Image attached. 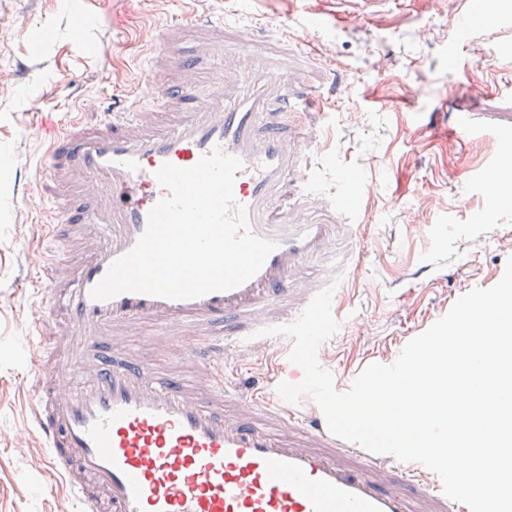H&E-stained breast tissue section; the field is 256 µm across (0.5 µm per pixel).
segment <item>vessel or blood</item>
Segmentation results:
<instances>
[{
  "mask_svg": "<svg viewBox=\"0 0 512 512\" xmlns=\"http://www.w3.org/2000/svg\"><path fill=\"white\" fill-rule=\"evenodd\" d=\"M143 91L115 95L95 123L61 124L36 169L64 184L48 237L40 305L20 326L55 340L25 363L37 382L28 430L45 452L24 470L60 476L80 512H469L420 463L401 465L331 434L318 407L236 384L241 357L267 353L271 327L321 289L346 288L362 264L357 201L365 182L325 189L326 65L287 23L227 16L162 25ZM240 158L234 198L250 230L276 244L244 284L189 300L92 288L129 252L169 191L164 163L188 168L213 147ZM93 234H86V227ZM147 335L193 378L129 347Z\"/></svg>",
  "mask_w": 512,
  "mask_h": 512,
  "instance_id": "b4317fda",
  "label": "vessel or blood"
}]
</instances>
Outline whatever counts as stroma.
<instances>
[{"label":"stroma","mask_w":512,"mask_h":512,"mask_svg":"<svg viewBox=\"0 0 512 512\" xmlns=\"http://www.w3.org/2000/svg\"><path fill=\"white\" fill-rule=\"evenodd\" d=\"M389 0L362 17L336 0H0V155L23 173L0 180V512H78L50 473L19 471L42 455L23 427L34 401L22 359L44 337L18 341L21 311L57 245L35 216L51 195L33 173L58 124L114 92L134 90L166 21L199 10L298 23L336 72L327 150L336 178L375 179L361 242L364 264L339 299L342 323L318 356L347 391L370 364H391L415 334L447 313L459 291L494 280L512 257V172L492 168L493 147L451 138L458 113L477 125L512 123V31L486 25L512 17V0ZM91 15L84 32L78 21ZM499 181L509 200L486 206L463 167ZM427 223L417 232L415 220Z\"/></svg>","instance_id":"obj_1"}]
</instances>
